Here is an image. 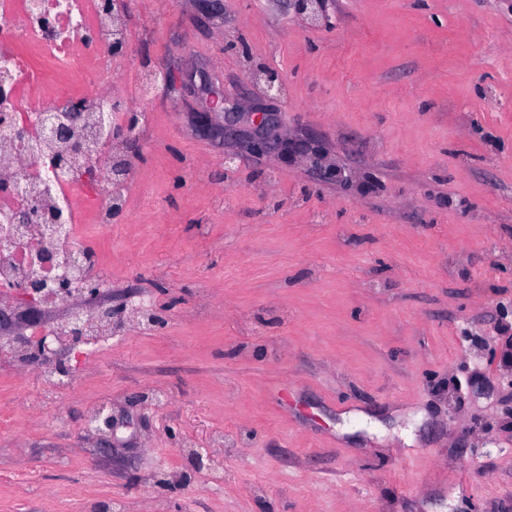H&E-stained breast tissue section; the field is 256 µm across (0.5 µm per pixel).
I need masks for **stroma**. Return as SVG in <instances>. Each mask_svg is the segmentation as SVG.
Masks as SVG:
<instances>
[{
	"mask_svg": "<svg viewBox=\"0 0 512 512\" xmlns=\"http://www.w3.org/2000/svg\"><path fill=\"white\" fill-rule=\"evenodd\" d=\"M123 216L89 243L162 328L72 364L56 396L0 360V512H512V0H131L112 93L145 66ZM286 79L269 99L253 76ZM214 72L274 147L224 168L191 123ZM290 140L293 155L276 149ZM322 146L332 179L300 154ZM112 410L113 452L82 424ZM216 449V471L193 451ZM288 7V15L306 23H321L328 20V10L334 0H276Z\"/></svg>",
	"mask_w": 512,
	"mask_h": 512,
	"instance_id": "obj_1",
	"label": "stroma"
}]
</instances>
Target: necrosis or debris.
<instances>
[{
  "label": "necrosis or debris",
  "mask_w": 512,
  "mask_h": 512,
  "mask_svg": "<svg viewBox=\"0 0 512 512\" xmlns=\"http://www.w3.org/2000/svg\"><path fill=\"white\" fill-rule=\"evenodd\" d=\"M47 2L46 9L36 11L31 7L32 0H0V16L12 19L11 24L0 26V68L9 73L8 80L0 83V113L7 115L12 124L28 127L36 135L45 115L63 117L74 99L73 93L59 91L43 72L31 66L20 53V44L50 58L59 70L82 65V79L95 87L85 97L88 114L83 135L96 141L99 169L108 171L113 156L112 132L100 128L99 117L110 98L105 75L112 67V57L105 47L112 41L116 22L103 0ZM56 149V143L47 141L35 154L0 136V216L27 203L20 185L42 182L46 172L41 157ZM85 166L84 158H73L67 174L53 182L39 201L46 210L67 204L70 222L63 235L46 236L39 224L0 228V237L5 240L0 247V284L25 275L63 276L77 284L98 270L96 252L76 234L75 226L86 220L96 228H107L112 199L124 196L125 188L103 178L88 181ZM22 240L30 241L34 251L50 255V263L40 264L32 253L20 249L18 243Z\"/></svg>",
  "instance_id": "4bbe7bcc"
}]
</instances>
